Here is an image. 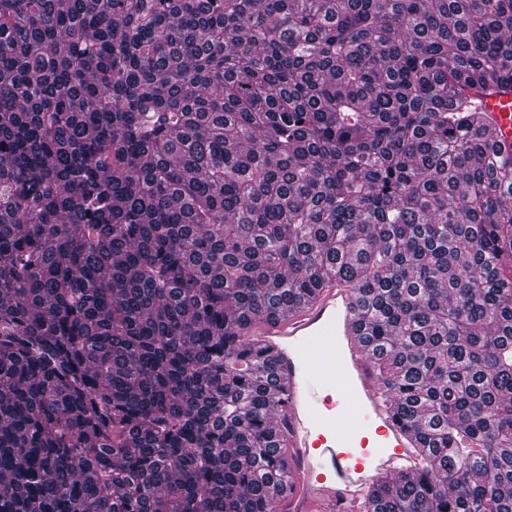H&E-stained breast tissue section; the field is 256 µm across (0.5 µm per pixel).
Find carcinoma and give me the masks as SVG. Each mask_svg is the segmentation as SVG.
Segmentation results:
<instances>
[{"label": "carcinoma", "instance_id": "obj_1", "mask_svg": "<svg viewBox=\"0 0 512 512\" xmlns=\"http://www.w3.org/2000/svg\"><path fill=\"white\" fill-rule=\"evenodd\" d=\"M512 0H0V512H276L250 330L355 290L416 470L512 512ZM482 105L488 111V130L493 140L512 144V95L483 98Z\"/></svg>", "mask_w": 512, "mask_h": 512}]
</instances>
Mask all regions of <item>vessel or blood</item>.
Returning <instances> with one entry per match:
<instances>
[{"label":"vessel or blood","instance_id":"1","mask_svg":"<svg viewBox=\"0 0 512 512\" xmlns=\"http://www.w3.org/2000/svg\"><path fill=\"white\" fill-rule=\"evenodd\" d=\"M482 104L493 140L512 144V95ZM252 334L274 357L276 386L288 398L280 428L289 512H353L378 475L409 472L425 456L378 391L347 285H325L314 301Z\"/></svg>","mask_w":512,"mask_h":512}]
</instances>
